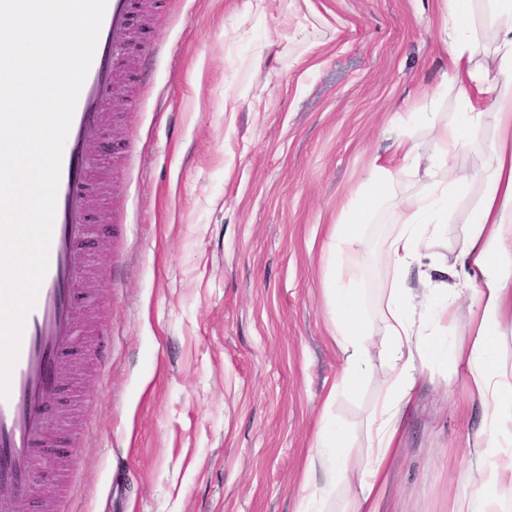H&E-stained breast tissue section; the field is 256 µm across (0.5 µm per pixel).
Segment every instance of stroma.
<instances>
[{"instance_id":"35a3bbf8","label":"stroma","mask_w":512,"mask_h":512,"mask_svg":"<svg viewBox=\"0 0 512 512\" xmlns=\"http://www.w3.org/2000/svg\"><path fill=\"white\" fill-rule=\"evenodd\" d=\"M444 0H141L134 74L91 150V250L67 403L51 416L64 467L41 457L48 498L28 512H302L303 473L324 396L343 358L331 334L326 243L363 201L374 158L401 129L398 166L351 257L367 321L382 337L385 251L424 185L416 159L437 149L459 89L442 42ZM472 64L500 78L498 33L472 0ZM236 99L224 108L225 95ZM432 113L434 125L411 118ZM499 130L486 117L450 160L467 187L433 246L458 243L485 190ZM458 303L448 355L416 360L420 380L379 512H451L477 432L491 421L453 350L470 348ZM341 389L329 419L367 462L368 422L389 373Z\"/></svg>"}]
</instances>
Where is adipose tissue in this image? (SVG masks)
<instances>
[{
    "label": "adipose tissue",
    "mask_w": 512,
    "mask_h": 512,
    "mask_svg": "<svg viewBox=\"0 0 512 512\" xmlns=\"http://www.w3.org/2000/svg\"><path fill=\"white\" fill-rule=\"evenodd\" d=\"M471 0H448L442 31L452 64L451 80L459 87L461 110L451 124L438 131L440 148L426 162V191L412 204L399 232L390 239L386 258L393 273L392 288L383 313L385 334L381 346L390 366L384 389L373 408L369 430V463L359 475V491L350 512H377V498L387 480V464L401 441L403 416L418 382L416 358H428L447 346L446 331L455 317L457 290L449 289L447 269L425 273L436 280L439 292L423 297L421 316H414L407 286L410 270L420 262L424 247L434 241L448 222V212L462 180L448 171V160L471 143V136L493 114L501 137L491 150L487 188L461 240L460 254L465 267L481 277L473 306L474 340L469 350L459 351L457 360L471 377L473 400L492 415L493 433L482 438L473 454L469 478L475 493L456 497L452 512H503L499 488L512 487V384L491 353L500 327L512 321V289L499 274L503 246L512 238V84L489 83L472 65V49L467 38ZM487 19L500 36L498 68L512 76V0H487ZM390 164H374L367 181L368 197L357 216L336 225L329 237V249L337 256L352 254L362 236V226L370 217L371 204L388 187ZM359 269L342 267L329 303L333 310V336L344 356L345 366L339 386L356 382L370 369V331L365 323L362 302L356 288ZM347 437L341 426L321 420L318 442L310 454L306 472L324 471L329 484L342 482L348 472Z\"/></svg>",
    "instance_id": "ef3b65f1"
}]
</instances>
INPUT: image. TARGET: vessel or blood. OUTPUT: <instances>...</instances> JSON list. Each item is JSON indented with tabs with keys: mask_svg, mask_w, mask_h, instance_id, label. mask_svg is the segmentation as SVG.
Wrapping results in <instances>:
<instances>
[{
	"mask_svg": "<svg viewBox=\"0 0 512 512\" xmlns=\"http://www.w3.org/2000/svg\"><path fill=\"white\" fill-rule=\"evenodd\" d=\"M134 0H107L95 54L77 100L64 144L48 269L26 317L8 397L0 398V512H23L47 447L45 410L54 400L63 354L76 336L74 293L81 284L77 258L89 227L85 198L90 166L87 147L103 130L101 114L112 101L115 62L129 41Z\"/></svg>",
	"mask_w": 512,
	"mask_h": 512,
	"instance_id": "b4317fda",
	"label": "vessel or blood"
}]
</instances>
